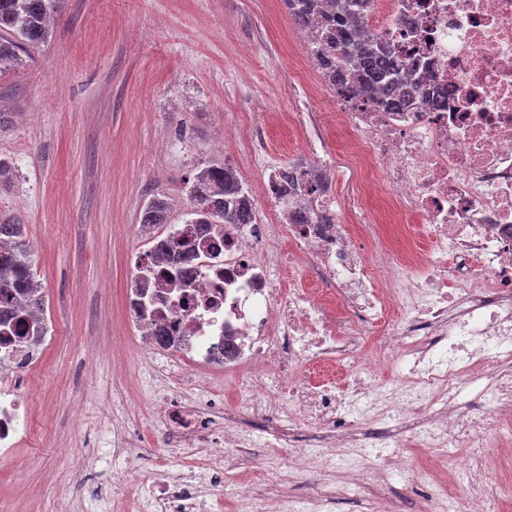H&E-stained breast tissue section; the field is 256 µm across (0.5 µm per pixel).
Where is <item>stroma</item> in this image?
<instances>
[{
	"instance_id": "obj_1",
	"label": "stroma",
	"mask_w": 512,
	"mask_h": 512,
	"mask_svg": "<svg viewBox=\"0 0 512 512\" xmlns=\"http://www.w3.org/2000/svg\"><path fill=\"white\" fill-rule=\"evenodd\" d=\"M47 40L0 73V214L20 217L55 338L21 377L26 433L0 471V512H127L164 452L160 406L174 392L125 310L139 215L166 197L189 208L187 180L211 164L245 184L310 162L342 223L364 233V170L336 128V95L304 51L282 0H62ZM134 430L113 456L115 425ZM295 451L253 437L239 470H285Z\"/></svg>"
}]
</instances>
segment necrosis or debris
<instances>
[{
  "mask_svg": "<svg viewBox=\"0 0 512 512\" xmlns=\"http://www.w3.org/2000/svg\"><path fill=\"white\" fill-rule=\"evenodd\" d=\"M360 16L384 41H415L423 98L448 103L385 112L336 101L351 114L363 190L380 201L376 222L405 230L362 240L345 224H285L274 213L220 237L197 224L155 227L160 240L194 239L198 260L188 287L174 289L171 262L153 256L152 303L127 305L133 322L166 329V349L144 343L180 365L183 392L160 410L169 448L139 478L141 512H201L245 441L203 411L202 372L244 387L271 447H291L304 426L321 431L323 454L360 456L342 485L302 497L291 473L246 476L243 512H335L338 497L365 488L368 512H404L381 487L395 472L430 473L417 447L440 451L435 477L465 482L456 495L422 497L420 512H490L502 495L508 475L494 464L512 461V0H369ZM370 326L399 337V349L363 351ZM384 369L398 375L388 388L374 383ZM478 380L483 399L465 413L462 387ZM24 406L0 378V462L24 435ZM379 445L395 451L367 456Z\"/></svg>",
  "mask_w": 512,
  "mask_h": 512,
  "instance_id": "necrosis-or-debris-1",
  "label": "necrosis or debris"
}]
</instances>
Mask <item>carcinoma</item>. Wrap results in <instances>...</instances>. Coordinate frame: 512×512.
<instances>
[{
	"label": "carcinoma",
	"mask_w": 512,
	"mask_h": 512,
	"mask_svg": "<svg viewBox=\"0 0 512 512\" xmlns=\"http://www.w3.org/2000/svg\"><path fill=\"white\" fill-rule=\"evenodd\" d=\"M357 0H283L292 22L311 33L317 45L315 60L327 84L347 98L376 97L391 112H402L420 90L419 83L403 74L412 53L395 52L356 21L349 20ZM60 0H0V72L17 64L27 45L48 36V22ZM187 224H209L218 234L226 224H250L254 206L240 175L224 165H209L188 179ZM273 188L277 199L304 198L327 190L323 174L297 165L276 170ZM170 203L154 198L143 208L140 223H169ZM291 224H333L334 214L306 208L287 214ZM25 225L0 219V328L3 334L27 338L41 325L37 313L46 302L39 293L33 258L25 247ZM170 251L185 263L195 258L194 246L175 238Z\"/></svg>",
	"instance_id": "cac0c4a2"
}]
</instances>
